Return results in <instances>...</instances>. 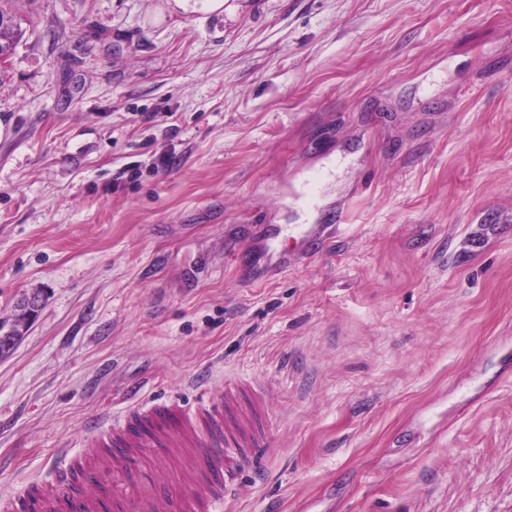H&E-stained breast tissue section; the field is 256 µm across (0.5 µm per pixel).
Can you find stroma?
Returning a JSON list of instances; mask_svg holds the SVG:
<instances>
[{
    "label": "stroma",
    "instance_id": "stroma-1",
    "mask_svg": "<svg viewBox=\"0 0 512 512\" xmlns=\"http://www.w3.org/2000/svg\"><path fill=\"white\" fill-rule=\"evenodd\" d=\"M0 493L86 419L264 387L217 512H512V0H10ZM325 225L323 243L273 242ZM184 448L104 467L197 490ZM44 304L40 292L25 293L17 301L8 320L0 319V360L9 357L19 346Z\"/></svg>",
    "mask_w": 512,
    "mask_h": 512
}]
</instances>
